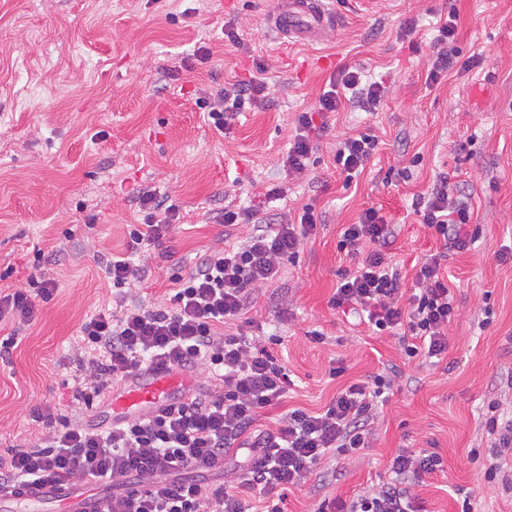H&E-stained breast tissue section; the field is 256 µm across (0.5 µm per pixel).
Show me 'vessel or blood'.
<instances>
[{"mask_svg": "<svg viewBox=\"0 0 512 512\" xmlns=\"http://www.w3.org/2000/svg\"><path fill=\"white\" fill-rule=\"evenodd\" d=\"M275 23L289 39H315L327 25L320 0H280ZM181 386L172 372L148 373L113 393L112 417L116 420L143 416L168 400ZM101 487L86 483L46 484L23 494L0 492V512H104Z\"/></svg>", "mask_w": 512, "mask_h": 512, "instance_id": "b4317fda", "label": "vessel or blood"}]
</instances>
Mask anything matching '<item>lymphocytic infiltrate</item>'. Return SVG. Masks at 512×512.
Returning <instances> with one entry per match:
<instances>
[{"mask_svg": "<svg viewBox=\"0 0 512 512\" xmlns=\"http://www.w3.org/2000/svg\"><path fill=\"white\" fill-rule=\"evenodd\" d=\"M456 30L452 17L440 26L427 84H438L454 65L466 70L476 66V58L460 60ZM329 85L315 110L297 113L295 134L280 161L285 181L270 189V196L285 198L289 183L308 172L322 131L318 116L344 106L375 112L388 94L384 82L363 81L360 72L347 69ZM270 101L267 83L254 77L212 90L205 104L214 127L224 133L234 127L240 112L266 107ZM377 145L365 134L337 142L333 158L345 183L361 175ZM137 204L145 217L129 232L133 246H162L180 218L178 205L151 190L140 191ZM412 208L439 249L416 263L411 292H404V277L388 254L396 226L371 207L340 231L336 249L356 266L340 278L330 299L333 308L358 317L373 335L398 337L408 363L447 354L448 328L458 309L442 262L449 253L470 251L479 235L468 196L447 174L436 176L430 189L413 199ZM321 225V216L306 205L281 213L278 223L255 225L239 244L210 247L188 276L178 278L165 304L135 296L151 271L145 259L134 253L107 260L112 306L80 326L76 400L93 404L112 387L159 369L201 370L207 372L208 383L147 417L104 428L56 418L48 407L34 410L45 433L37 442L11 447L7 456H0V490L108 480L114 492L106 512H249L240 492L256 489L266 498L265 512H284L272 493L301 483L329 452L368 447L379 406L403 376L398 365L384 366L371 381L341 387L322 411L291 408L281 414L276 428L257 427L263 411L285 397L289 375L261 337L244 334L239 327L259 290L281 278L285 265L316 238ZM54 291L55 282L48 278L40 281L37 294L20 289L0 295V320L17 327L31 324L37 300H50ZM501 408V401L492 400L484 412V427L495 440L494 459L484 472L490 483L499 481V458L512 448V417H504ZM241 449L247 452L244 460L225 468L226 457ZM218 468L224 481L213 489L181 476L185 470ZM443 469L444 460L434 449H398L390 465L391 481L349 499H324L317 512H425L410 488Z\"/></svg>", "mask_w": 512, "mask_h": 512, "instance_id": "obj_1", "label": "lymphocytic infiltrate"}]
</instances>
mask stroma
<instances>
[{
    "mask_svg": "<svg viewBox=\"0 0 512 512\" xmlns=\"http://www.w3.org/2000/svg\"><path fill=\"white\" fill-rule=\"evenodd\" d=\"M332 20L316 40H291L275 28L280 0H0V291L53 278L32 325L0 355V455L41 437L32 411L55 406L70 419L107 421L106 402L74 400L80 355L74 349L87 315L108 303L112 286L101 258L125 252L130 225L141 222L136 196H171L181 219L151 263L143 299L168 300L175 276L195 267L214 242L236 243L248 225L227 227V200L272 224L282 208L313 205L324 224L273 297L251 315L292 379L283 408L312 411L336 391L327 369L366 381L400 363L398 339L349 324L328 301L353 263L338 253L342 225L381 208L397 226L396 260L411 265L438 245L411 209L439 173L471 196L483 234L474 250L449 254L448 285L458 313L447 355L410 364L384 406L370 447L331 456L289 488L285 512H315L327 496L351 498L381 484L396 448L435 443L445 469L415 492L428 512H460L457 489L473 512H512V492L486 485L469 458L494 439L483 426L490 400L505 399L512 370V0H323ZM457 14L461 58L469 71L425 82L440 19ZM207 47L211 57L195 53ZM267 66L275 88L269 107L243 112L220 136L198 105L204 91L249 79ZM381 80L389 95L378 112L348 107L326 113L316 161L285 200L267 188L284 174L296 113L312 107L341 68ZM377 136L379 147L356 187L343 186L333 154L341 138ZM494 318L478 321L484 307ZM320 329L325 344L306 331Z\"/></svg>",
    "mask_w": 512,
    "mask_h": 512,
    "instance_id": "stroma-1",
    "label": "stroma"
}]
</instances>
